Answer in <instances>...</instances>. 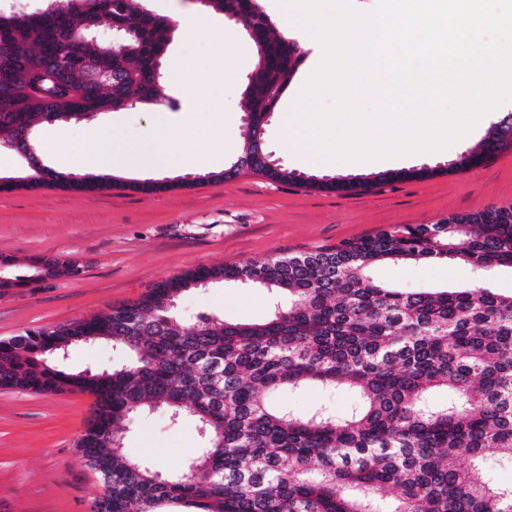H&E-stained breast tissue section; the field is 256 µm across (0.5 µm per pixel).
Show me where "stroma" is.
I'll return each mask as SVG.
<instances>
[{"instance_id": "35a3bbf8", "label": "stroma", "mask_w": 512, "mask_h": 512, "mask_svg": "<svg viewBox=\"0 0 512 512\" xmlns=\"http://www.w3.org/2000/svg\"><path fill=\"white\" fill-rule=\"evenodd\" d=\"M208 13L207 28L176 30L169 43L162 59V104L111 111L107 137L147 146L186 122L192 151L211 158V165L197 169L177 162L135 171L123 162L111 173L113 185L94 191H0V258L10 259L9 275L29 274L36 256L72 259L81 267L73 277L0 293L1 338L102 314L197 267L243 265L332 247L395 224H436L452 213L512 207V142L476 167L446 170L462 153L479 148L489 125L475 127L445 154H419L397 165L401 171L429 167L433 176L394 182L387 180L384 166L310 167L285 150L280 130L291 123L295 103L288 91L263 138L273 163L293 171L295 181L280 183L252 171L222 179L243 153L244 88L257 53L241 24ZM180 61L193 68L192 87H185L175 70ZM36 141L48 152L73 156L91 145L84 122L66 119L40 123ZM325 176L359 187L336 192L309 186V179ZM154 180L177 186L151 194L132 189ZM370 275L410 291L459 288L475 278L468 265L445 260L382 263ZM271 298L256 286L217 283L185 291L177 312L188 331L202 312L255 323L267 318ZM278 400L299 414L321 406L342 414L353 395L311 384L281 393ZM94 406L89 394L0 390V512H90L100 481L80 462L76 441ZM198 444L193 424L172 426L159 411L142 417L125 438L130 457L154 460L166 472L180 470Z\"/></svg>"}]
</instances>
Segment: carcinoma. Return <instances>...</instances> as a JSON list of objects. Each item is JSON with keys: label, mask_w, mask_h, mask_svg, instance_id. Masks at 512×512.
Instances as JSON below:
<instances>
[{"label": "carcinoma", "mask_w": 512, "mask_h": 512, "mask_svg": "<svg viewBox=\"0 0 512 512\" xmlns=\"http://www.w3.org/2000/svg\"><path fill=\"white\" fill-rule=\"evenodd\" d=\"M136 0H51L0 26V48L15 56L12 111H0V147L22 154L34 122L88 119L157 96L167 20ZM129 25L118 44L83 40L90 19ZM243 27L266 64L245 93L263 126L302 58L279 37L260 6ZM92 59L118 80L94 93L81 81ZM47 166L28 167L23 187L51 189ZM459 260L477 272L512 269V208L462 215L454 224H397L366 238L243 266H202L154 284L132 304L47 331L0 340V388L34 394L90 393L98 424L77 451L112 480L91 512H512V487L488 482L476 462L512 458V295L475 281L453 291L407 292L375 282L372 266ZM33 275L78 273L36 257ZM274 303L261 323L198 315L185 331L180 294L236 282ZM139 332L132 334L131 321ZM124 349L120 369L71 372L61 357L76 344ZM347 387L350 411L304 415L273 405L268 393L309 383ZM447 393L441 404L433 391ZM161 410L170 424L193 422L201 445L173 473L124 452L123 423ZM474 462L469 468L460 461ZM397 490L396 503L386 495Z\"/></svg>", "instance_id": "1"}]
</instances>
